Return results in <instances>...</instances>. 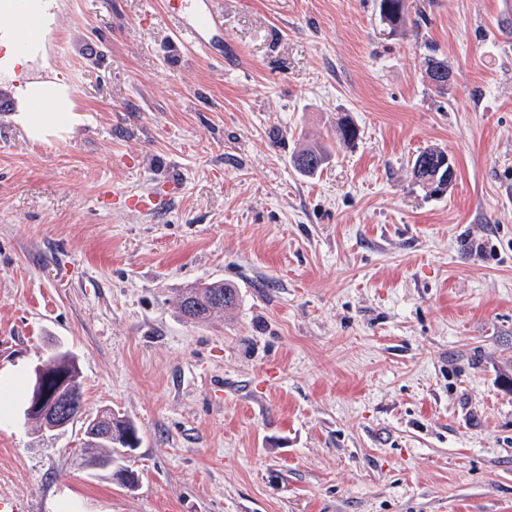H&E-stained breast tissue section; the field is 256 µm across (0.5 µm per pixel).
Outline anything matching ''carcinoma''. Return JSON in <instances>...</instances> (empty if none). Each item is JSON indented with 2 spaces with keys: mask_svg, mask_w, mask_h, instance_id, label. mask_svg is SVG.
<instances>
[{
  "mask_svg": "<svg viewBox=\"0 0 512 512\" xmlns=\"http://www.w3.org/2000/svg\"><path fill=\"white\" fill-rule=\"evenodd\" d=\"M404 0H379L380 16L385 23L397 27L404 22ZM442 67V60L428 58L427 77L439 92L448 87L445 77H437L434 70ZM442 151L427 149L420 152L413 161V174L424 187L435 192L433 177ZM327 150L324 147L310 146L296 151L291 156L293 167L307 175L317 173L325 165ZM239 303L238 289L231 283L222 280L204 282L183 289L176 299L177 309L182 317L194 323H205L237 308ZM97 425H112V439L99 440L80 449L78 461L82 468L93 469L101 457H110L115 463L124 465L128 458L126 450L131 448L130 441L140 442L134 422L124 416H116L103 412L95 417Z\"/></svg>",
  "mask_w": 512,
  "mask_h": 512,
  "instance_id": "1",
  "label": "carcinoma"
}]
</instances>
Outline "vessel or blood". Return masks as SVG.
Here are the masks:
<instances>
[{"label": "vessel or blood", "instance_id": "b4317fda", "mask_svg": "<svg viewBox=\"0 0 512 512\" xmlns=\"http://www.w3.org/2000/svg\"><path fill=\"white\" fill-rule=\"evenodd\" d=\"M166 16L176 32L205 54H213L224 41V15L218 0H164Z\"/></svg>", "mask_w": 512, "mask_h": 512}]
</instances>
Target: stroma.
<instances>
[{
	"label": "stroma",
	"instance_id": "stroma-1",
	"mask_svg": "<svg viewBox=\"0 0 512 512\" xmlns=\"http://www.w3.org/2000/svg\"><path fill=\"white\" fill-rule=\"evenodd\" d=\"M224 58L162 0H59L83 122L31 142L0 85V494L21 512H512V32L503 0H223ZM454 79L431 91L427 60ZM358 129L336 138L341 119ZM325 142L324 168L291 163ZM456 169L433 194L424 149ZM158 191L144 214L127 196ZM239 290L194 324L179 289ZM85 417L35 429L57 347ZM130 418L129 491L73 455ZM444 151L436 149H427L420 152L413 161V174L417 181L424 187L429 188L431 192H437L438 185L433 187V177L436 174L437 163L435 159L440 157ZM427 166V169H424ZM428 174L429 177L425 178Z\"/></svg>",
	"mask_w": 512,
	"mask_h": 512
}]
</instances>
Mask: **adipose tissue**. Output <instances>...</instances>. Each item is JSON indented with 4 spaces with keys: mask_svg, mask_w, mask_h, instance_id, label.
Masks as SVG:
<instances>
[{
    "mask_svg": "<svg viewBox=\"0 0 512 512\" xmlns=\"http://www.w3.org/2000/svg\"><path fill=\"white\" fill-rule=\"evenodd\" d=\"M57 9L58 0H0V82L15 83L13 119L33 141L71 133L80 122L64 81L25 77L29 63L44 53Z\"/></svg>",
    "mask_w": 512,
    "mask_h": 512,
    "instance_id": "adipose-tissue-1",
    "label": "adipose tissue"
}]
</instances>
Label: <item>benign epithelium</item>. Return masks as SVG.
Returning a JSON list of instances; mask_svg holds the SVG:
<instances>
[{"instance_id": "obj_1", "label": "benign epithelium", "mask_w": 512, "mask_h": 512, "mask_svg": "<svg viewBox=\"0 0 512 512\" xmlns=\"http://www.w3.org/2000/svg\"><path fill=\"white\" fill-rule=\"evenodd\" d=\"M75 399L77 392L70 373L63 369L51 371L41 363L34 370L25 413L39 417L50 430H60L71 422L68 406Z\"/></svg>"}]
</instances>
